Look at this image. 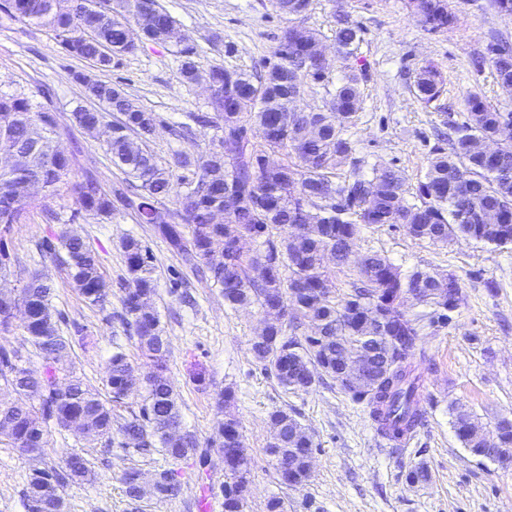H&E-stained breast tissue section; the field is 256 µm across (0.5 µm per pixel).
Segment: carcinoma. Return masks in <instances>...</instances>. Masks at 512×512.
Here are the masks:
<instances>
[{"label":"carcinoma","instance_id":"1","mask_svg":"<svg viewBox=\"0 0 512 512\" xmlns=\"http://www.w3.org/2000/svg\"><path fill=\"white\" fill-rule=\"evenodd\" d=\"M417 22L430 32L447 29L455 15L448 0H408ZM311 0H279L278 10L297 18L306 14ZM142 8L152 9L153 21L144 31L135 26ZM0 10L20 20L48 27L71 57L93 62L101 69L112 67L118 56L134 52L140 43L169 42L168 29L175 18L160 9L156 0H0ZM361 27L347 17L337 21L336 52L351 57L361 41ZM317 34L301 26L285 29L274 51L276 61L256 74L214 66L205 71L188 40L175 43L174 56L180 75L190 85L207 83L211 88V112H192L189 119L200 126L222 131L219 148L194 159L179 153L162 166L147 147L157 117L138 106L121 88L86 76L81 77L86 95L103 110L78 108L73 122L94 137L106 122L112 135L106 141L112 164L125 179L106 190L98 178L86 173L72 179L71 158L57 153L53 142L60 138L56 112L46 92L26 94L0 91V148L14 150L15 165L0 167V226L20 224L30 209L38 207L45 223L57 220L51 201L64 194L75 198L82 212L110 218L117 206L127 210L138 204L149 207L154 235L180 256L196 274L222 289L231 307L257 305L271 316L266 334L251 339L255 359L287 390H307L328 376L357 402L366 405L379 434L395 446L411 436L423 421L417 395V377L410 358L420 336V322L430 326L448 323L461 293L458 279L422 268L404 273L379 253L354 257V247L365 227L399 225L413 238L448 244L462 236L496 248L512 247V142L486 156L481 144L499 138L503 112L477 95L468 98L465 121L454 127L451 147H436L424 179L415 192L417 202L407 200L405 180L399 171L382 166L366 178L357 172L352 147L345 138L355 124L361 105L362 76L351 69L328 92L319 108L296 109L304 82H323L310 53ZM494 76L499 85L512 89V43L495 38L488 45ZM443 79L433 66L420 68L413 81L416 94L426 102L440 96ZM290 152L297 162L265 166L269 152ZM351 167L342 173V168ZM43 185L36 200L29 190L30 178ZM184 191H178V187ZM177 192L178 207L165 200ZM218 210L226 211L223 223L214 222ZM301 226L294 236L273 238V229ZM262 241L263 251L249 256L244 245ZM223 244L224 257L215 259L212 243ZM127 277L121 318L132 330L150 361L144 376L135 374L122 346L108 361L106 385L109 397L79 378L59 384V365L71 351L72 339L63 335L52 304L53 285L40 270L23 277V304L27 321L22 327L26 341L44 362L35 375L24 367L25 351H0V382L17 397L0 405V421L10 432L6 444L28 456L31 469L25 490L26 512H66L64 488L90 480L92 470L77 453L45 460L51 444L50 425L76 418L81 425L77 438L88 443L112 444V435L123 445L150 453L159 447L179 460L196 451L194 435L180 430L176 396L167 378L169 347L155 310L138 307V298L155 295L148 250L140 240L127 236L121 243ZM41 256L49 255L63 266L71 286L93 306L104 307L109 290L95 252L68 230L42 240ZM336 265H353L356 280L340 293L324 263L328 253ZM264 268L251 275L254 266ZM429 311L416 317L410 307ZM371 307L376 318L364 320ZM317 333L304 340L296 331L304 322ZM371 349L377 352L375 375L349 384L339 380L340 350ZM146 384L144 405L124 416L116 408ZM453 426L465 448H480L478 418L460 404L449 406ZM272 438L268 452L276 460L280 481L299 487L307 483L304 448H313L312 437L298 420L284 410L271 414ZM492 432L502 447L512 448V418L495 422ZM224 455V512H244L249 462L238 420L229 417L216 432ZM123 483L135 502L165 499L179 493L173 471L154 474L148 486L140 473L129 470Z\"/></svg>","mask_w":512,"mask_h":512}]
</instances>
